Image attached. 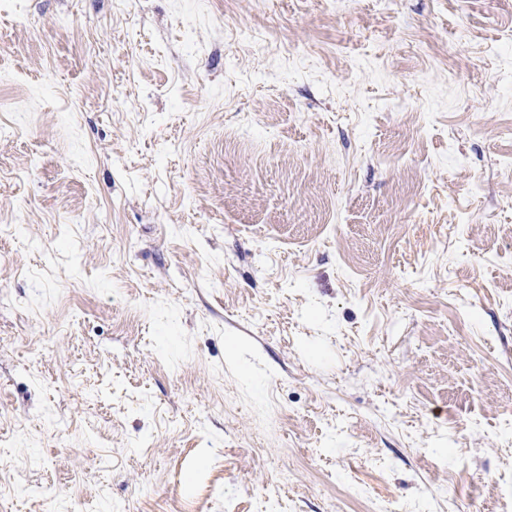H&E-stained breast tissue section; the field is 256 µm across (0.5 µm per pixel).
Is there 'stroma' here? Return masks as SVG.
<instances>
[{
    "mask_svg": "<svg viewBox=\"0 0 512 512\" xmlns=\"http://www.w3.org/2000/svg\"><path fill=\"white\" fill-rule=\"evenodd\" d=\"M0 419V512H512V0H0Z\"/></svg>",
    "mask_w": 512,
    "mask_h": 512,
    "instance_id": "35a3bbf8",
    "label": "stroma"
}]
</instances>
